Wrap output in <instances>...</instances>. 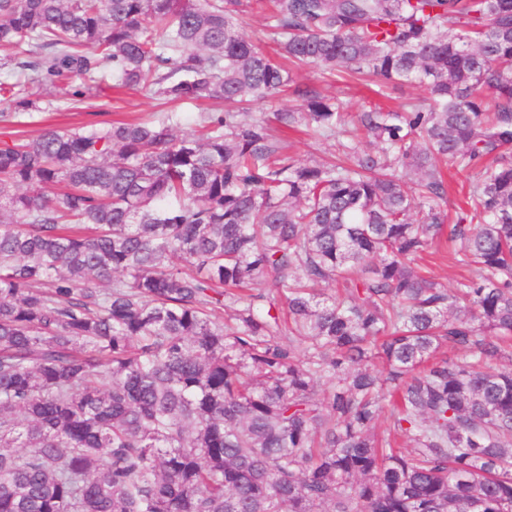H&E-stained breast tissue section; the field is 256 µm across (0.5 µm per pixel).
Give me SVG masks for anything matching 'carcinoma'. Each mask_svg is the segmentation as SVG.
<instances>
[{
	"label": "carcinoma",
	"instance_id": "carcinoma-1",
	"mask_svg": "<svg viewBox=\"0 0 512 512\" xmlns=\"http://www.w3.org/2000/svg\"><path fill=\"white\" fill-rule=\"evenodd\" d=\"M243 6L0 0L19 108L106 75L227 104L202 140L164 112L0 147V512H512V0H273L275 56ZM285 60L427 98L231 108ZM445 164L477 170L450 225ZM445 228L454 289L419 265ZM247 10L248 12L245 15V33L252 39L261 40L266 51L273 52L276 50L275 44L267 36L263 13L257 9L247 8ZM288 153L304 163L330 162L334 160L336 154L335 141L290 132L288 134Z\"/></svg>",
	"mask_w": 512,
	"mask_h": 512
}]
</instances>
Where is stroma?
I'll list each match as a JSON object with an SVG mask.
<instances>
[{
    "instance_id": "35a3bbf8",
    "label": "stroma",
    "mask_w": 512,
    "mask_h": 512,
    "mask_svg": "<svg viewBox=\"0 0 512 512\" xmlns=\"http://www.w3.org/2000/svg\"><path fill=\"white\" fill-rule=\"evenodd\" d=\"M295 81L310 85L322 95L342 100L349 112H357L361 105L378 100L385 108L397 109L409 102H421L423 90L414 84H403L388 89L385 97H375L369 85L343 74L329 75L317 68L296 71ZM31 114L18 119L0 120V144L19 139H34L44 131L73 130L90 124L115 120L140 122L162 112H177L182 116L179 127L183 133H199L197 117L202 112L223 111V103L208 100L168 101L145 89H116L111 82H102L84 96H72L69 87L48 85L35 98Z\"/></svg>"
}]
</instances>
